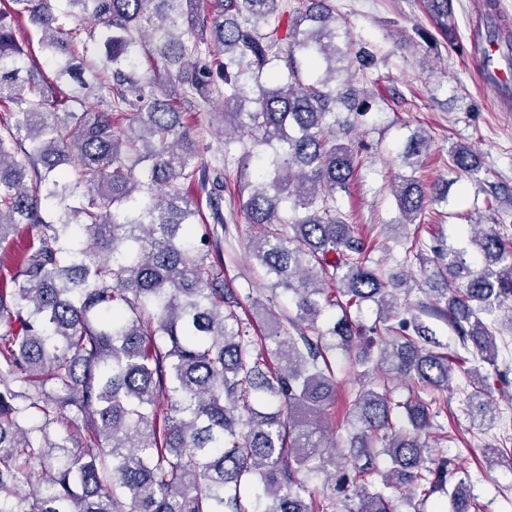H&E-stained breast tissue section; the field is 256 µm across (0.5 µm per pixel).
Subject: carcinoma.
Returning <instances> with one entry per match:
<instances>
[{"label": "carcinoma", "mask_w": 512, "mask_h": 512, "mask_svg": "<svg viewBox=\"0 0 512 512\" xmlns=\"http://www.w3.org/2000/svg\"><path fill=\"white\" fill-rule=\"evenodd\" d=\"M8 3L0 244L20 224L31 235L0 280V317L16 325L0 336V512H403L440 491L455 512L478 509L465 479L447 489L458 469L427 437L441 414L435 393L460 372L468 414L502 430L483 456L512 469V419L494 402L505 378L473 363L495 365L512 249L478 225L472 254L431 246L430 257L408 236L428 197L447 198L416 176L430 146L416 132L400 155L410 173L392 184L402 220L387 228L404 263L419 265L427 301L409 302L412 273L369 265L336 209L358 160L335 126L342 105L371 111L356 88L371 61L352 53L333 0ZM421 7V42L460 49L448 0ZM131 57L145 71L119 67ZM274 61L289 81L266 73ZM217 99L224 153L251 142L233 183L210 175L182 110ZM449 156L481 181L469 148ZM231 184L257 228L249 251L270 279L266 302L231 288L208 261L211 236L197 235L226 223ZM246 301L269 321L264 356L239 313ZM369 302L366 326L350 309ZM336 306L343 316L321 330ZM427 318L446 322L472 358L447 352ZM338 353L357 387L346 439L333 445Z\"/></svg>", "instance_id": "obj_1"}]
</instances>
